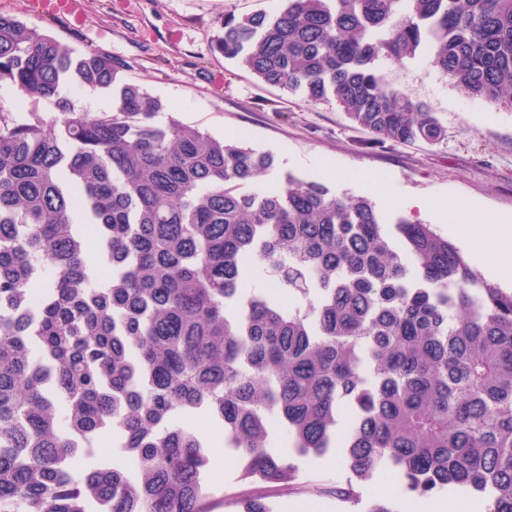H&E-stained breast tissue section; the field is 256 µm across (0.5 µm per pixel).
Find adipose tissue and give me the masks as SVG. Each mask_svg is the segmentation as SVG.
Wrapping results in <instances>:
<instances>
[{"instance_id": "1", "label": "adipose tissue", "mask_w": 512, "mask_h": 512, "mask_svg": "<svg viewBox=\"0 0 512 512\" xmlns=\"http://www.w3.org/2000/svg\"><path fill=\"white\" fill-rule=\"evenodd\" d=\"M372 186L387 204L421 214L432 210L451 214L453 231L471 245L479 258L491 261L493 275L504 283L512 281V220L490 212L476 213L474 205L454 199H400L380 180L373 181Z\"/></svg>"}]
</instances>
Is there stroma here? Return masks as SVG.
<instances>
[{"label":"stroma","mask_w":512,"mask_h":512,"mask_svg":"<svg viewBox=\"0 0 512 512\" xmlns=\"http://www.w3.org/2000/svg\"><path fill=\"white\" fill-rule=\"evenodd\" d=\"M280 0H84L81 16L48 14L41 0H0L8 15L76 52L95 50L126 65L125 77L160 99L158 122L217 138L240 139L275 164L260 177L271 184L287 172L323 183L338 195L370 196L366 178L388 181L404 197L453 195L489 212L512 215V109L493 108L459 93L426 57L382 62L389 87L425 101L448 129L440 143L380 144L355 126L335 103H317L266 85L212 44L225 15L274 12ZM228 458L223 472L209 471L213 512H238L239 497L252 493ZM344 461L326 466L305 460L292 489L270 487L274 512H363L378 500L394 501L400 512H419L389 471L360 488L362 503L351 506L331 491L345 484Z\"/></svg>","instance_id":"stroma-1"}]
</instances>
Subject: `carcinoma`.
<instances>
[{
	"label": "carcinoma",
	"instance_id": "obj_1",
	"mask_svg": "<svg viewBox=\"0 0 512 512\" xmlns=\"http://www.w3.org/2000/svg\"><path fill=\"white\" fill-rule=\"evenodd\" d=\"M281 2L224 16L213 51L333 98L381 144L447 139L384 60L425 54L512 108V0ZM123 70L0 14V85L60 114L0 104V512H210L197 414L256 485L238 512H273L265 486L331 448L344 502L392 469L405 494L461 487L512 512V292L367 197L290 172L255 186L271 154L157 122ZM73 89L105 107L75 110ZM273 424L289 452L269 451ZM104 433L125 464L76 469L73 438ZM0 103L6 106H14L16 104L15 113L20 120L31 119L33 116H37L46 122H52L59 118L58 112L50 104L44 101L21 99L17 90L6 84L0 86Z\"/></svg>",
	"mask_w": 512,
	"mask_h": 512
}]
</instances>
